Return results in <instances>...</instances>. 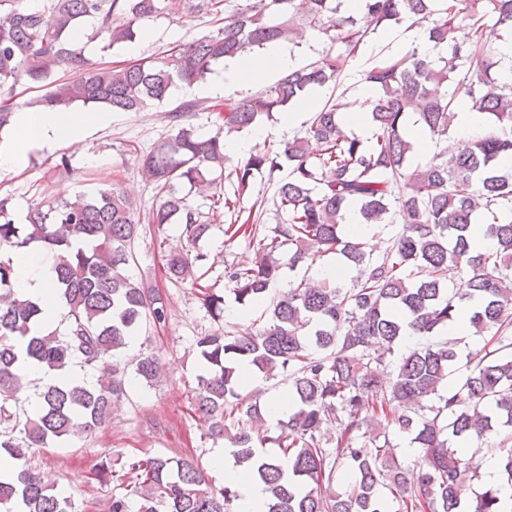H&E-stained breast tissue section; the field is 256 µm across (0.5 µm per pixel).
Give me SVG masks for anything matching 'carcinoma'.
I'll list each match as a JSON object with an SVG mask.
<instances>
[{"label":"carcinoma","mask_w":512,"mask_h":512,"mask_svg":"<svg viewBox=\"0 0 512 512\" xmlns=\"http://www.w3.org/2000/svg\"><path fill=\"white\" fill-rule=\"evenodd\" d=\"M162 2L49 0L35 10L0 0V89L8 94L21 80L43 83L65 68L74 77L54 84L37 106L139 112L179 85L205 81L231 58L290 39L301 20L336 46L264 90L214 105V134L181 130L143 156L142 170L163 192L148 223L160 230L178 221L188 243L165 255L166 275L191 282L213 319L224 317V295L202 284L207 254L199 249L212 224L181 186L213 198L216 210L224 206V236L252 247L251 260L225 272L241 306L265 302L286 272L309 267L318 255L334 254L357 272L349 288L324 280L283 290L272 301L271 323L255 332L197 337L205 369L193 407L205 434L227 438L235 463L265 485L266 512H392L385 489L400 498L401 512H504L495 486L478 491L473 483L481 467L474 445L507 432L512 442V169L498 163L512 153V83L494 76L500 60L482 38L490 22L512 32V0H359L353 11L346 0H239L216 33L179 45L168 59L117 68L85 57L88 19L98 21L90 38L109 49L135 40L136 23L159 13ZM405 20L423 30L429 49L383 57L365 71L370 142L346 131L345 104L329 99L302 135L256 146L229 164L224 138L339 82L371 35ZM462 22L473 31L465 46L454 37ZM462 101L483 115L486 131L411 165L408 127L448 138ZM285 168L272 198L279 222L259 224L252 213L265 199L246 207L244 194L258 176ZM223 176L236 185L232 198L218 192ZM472 180L473 193L458 195V183ZM352 210L368 229L400 215L402 227L383 255L373 256V247L349 231ZM480 216L491 217L485 232L496 241L492 252L471 250L470 226ZM139 236L132 202L112 186L32 208L23 224L0 200V246L50 250L53 289L66 310L63 330H33L41 308L17 297L12 261L0 258V448L15 461L102 427L127 397L130 377L149 388L159 382L155 352L122 360L143 325L168 319L163 295L128 275ZM450 265L463 272L454 293L446 285ZM463 300L477 302L469 316L473 335L492 336L450 389L458 344L439 335L462 313ZM407 335L419 342L391 359ZM20 347L25 362L48 373L65 375L75 366L87 372L107 359L112 368L79 383L39 384L28 395ZM244 367L267 378L289 376L291 406L272 435L259 433L266 405L244 393ZM382 368L389 381L381 392ZM370 419L407 437L417 460L388 458L387 440L372 448L361 442L358 433ZM327 426L337 431L332 448L323 447ZM267 444L280 453L261 452ZM496 456L501 479L512 486V445ZM343 464L351 479L338 492ZM94 474L101 486L119 483L107 512H131L133 504L137 512H239L238 492L207 484L192 457L117 453ZM16 503L21 512H75L71 497L23 465L15 482L0 481V512H14Z\"/></svg>","instance_id":"obj_1"}]
</instances>
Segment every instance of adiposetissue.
<instances>
[{"mask_svg":"<svg viewBox=\"0 0 512 512\" xmlns=\"http://www.w3.org/2000/svg\"><path fill=\"white\" fill-rule=\"evenodd\" d=\"M293 65L292 56L281 45L272 44L264 47L262 51L229 61L224 71L225 83L256 79L273 70L290 69ZM225 83L216 84L215 92H223ZM108 120L109 115L105 112L16 110L12 117L14 135L0 141V171L15 170L25 163L29 154L52 148L61 142L73 147L80 146L87 129L105 124ZM0 255L12 259L15 290L39 303L42 309L41 328L57 326L65 314V309L53 294V269L46 267L39 275L32 276L27 271L24 255L10 253L6 248L0 250ZM211 465L223 471L225 484L238 490L243 512H260L266 497L265 487L260 481L247 477L241 468L235 467L226 451L217 453L212 458Z\"/></svg>","mask_w":512,"mask_h":512,"instance_id":"ef3b65f1","label":"adipose tissue"}]
</instances>
